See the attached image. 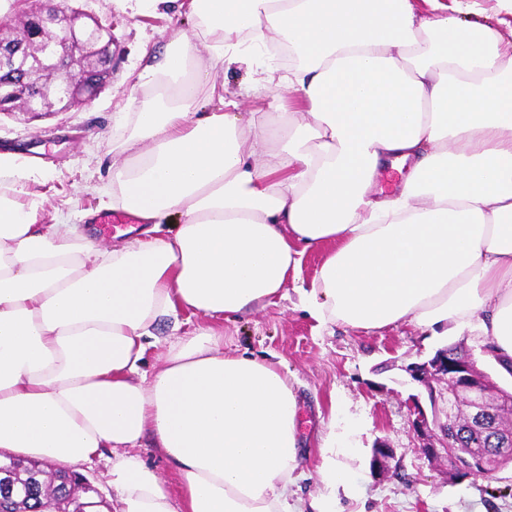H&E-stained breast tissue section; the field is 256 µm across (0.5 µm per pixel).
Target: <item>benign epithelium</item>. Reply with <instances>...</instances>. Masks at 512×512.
<instances>
[{
    "mask_svg": "<svg viewBox=\"0 0 512 512\" xmlns=\"http://www.w3.org/2000/svg\"><path fill=\"white\" fill-rule=\"evenodd\" d=\"M17 69L23 73L18 82L0 81V112L15 108L22 112H48L49 99L61 104L64 112L71 106L88 102L107 85L112 75V29L93 14L58 0H38L25 13L22 34L0 39V73ZM482 359L450 346L436 352L423 363L404 367L410 378L427 392L429 407L419 398L409 406L412 428L419 450L430 459L447 462L448 483L466 477L489 475L512 463V440H500V446L486 453L459 443L455 399L464 395L470 401L472 434L482 435L493 428L486 409V397L494 392L500 406L512 412V390L501 386L491 371L499 363L495 351L482 346ZM395 449L379 440L370 460L377 473L389 471Z\"/></svg>",
    "mask_w": 512,
    "mask_h": 512,
    "instance_id": "obj_1",
    "label": "benign epithelium"
}]
</instances>
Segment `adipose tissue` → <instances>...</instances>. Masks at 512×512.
I'll use <instances>...</instances> for the list:
<instances>
[{
  "mask_svg": "<svg viewBox=\"0 0 512 512\" xmlns=\"http://www.w3.org/2000/svg\"><path fill=\"white\" fill-rule=\"evenodd\" d=\"M219 45L171 40L135 114L110 208L166 236L100 249L44 224L0 157V451L72 469L112 455V512H296L298 403L272 364L224 351L216 321L272 302L302 248L335 243L302 308L318 323L432 336L480 328L512 361V42L465 0H196ZM287 46L307 107L193 112L243 42ZM406 167L401 190L376 181ZM205 325L147 374L158 321ZM152 435L172 499L132 453Z\"/></svg>",
  "mask_w": 512,
  "mask_h": 512,
  "instance_id": "obj_1",
  "label": "adipose tissue"
}]
</instances>
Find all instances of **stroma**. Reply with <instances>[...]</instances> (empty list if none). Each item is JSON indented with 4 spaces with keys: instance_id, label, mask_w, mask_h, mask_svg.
I'll list each match as a JSON object with an SVG mask.
<instances>
[{
    "instance_id": "obj_1",
    "label": "stroma",
    "mask_w": 512,
    "mask_h": 512,
    "mask_svg": "<svg viewBox=\"0 0 512 512\" xmlns=\"http://www.w3.org/2000/svg\"><path fill=\"white\" fill-rule=\"evenodd\" d=\"M77 6L111 26L116 59L109 84L91 102L64 112L0 114V154L15 157L32 174L29 191L42 198V221L74 224L100 248L140 238L143 224H99L85 217L98 210L112 190V163L134 131L133 114L149 91L139 76L163 57L167 43L183 35L194 44H216L191 7L158 9L150 0H76ZM273 58L247 54L244 62L220 69L214 84L201 89L194 108L222 111L235 102L242 117L302 111L285 86L268 78ZM224 350L249 353L276 365L297 394L302 465L294 474L292 499L309 512L324 491L319 473L320 435L329 425L348 429L337 449V466L350 476L347 491L336 496V512H512V466L491 476L452 485L444 466L425 457L411 429L408 402L419 394L405 372L448 345L465 342L480 353L487 338L479 330L464 335L424 336L399 325L375 331L343 324L318 326L305 313L294 288L252 312L225 318ZM338 410H331V401ZM396 452V474L379 477L370 469L376 439Z\"/></svg>"
}]
</instances>
